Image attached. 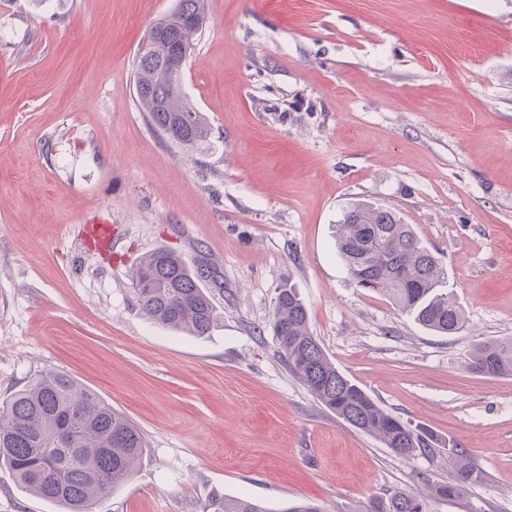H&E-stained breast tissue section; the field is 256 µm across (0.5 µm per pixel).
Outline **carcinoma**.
<instances>
[{"mask_svg":"<svg viewBox=\"0 0 512 512\" xmlns=\"http://www.w3.org/2000/svg\"><path fill=\"white\" fill-rule=\"evenodd\" d=\"M206 21L205 0H177L174 10L156 22L153 48L136 54L135 85L140 111L156 130L187 150L205 142L209 126L188 101L182 73L171 62L181 50L195 48ZM341 260L356 285L387 294L423 327L442 334L459 331L463 316L454 296L443 291L448 278L439 260L393 210L370 202L351 205L336 232ZM203 266L190 267L161 247L146 255L131 275L136 306L147 318L190 336H205L217 314ZM272 332L289 371L328 410L354 428L378 438L401 458L423 455L446 445L432 431L413 426L380 407L348 379L309 330L308 311L291 286L277 288ZM467 369L477 375L512 376V338L477 344ZM74 412L73 441L60 448L55 439L67 414ZM146 439L126 416L63 372L32 378L0 404V466L30 494L53 502L63 512H92L132 476ZM455 462L452 481L436 487L442 497L457 496L476 482L475 463L448 447ZM211 512H270L246 496H224ZM365 512H425L422 500L403 492L373 499Z\"/></svg>","mask_w":512,"mask_h":512,"instance_id":"cac0c4a2","label":"carcinoma"}]
</instances>
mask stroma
Here are the masks:
<instances>
[{
  "label": "stroma",
  "mask_w": 512,
  "mask_h": 512,
  "mask_svg": "<svg viewBox=\"0 0 512 512\" xmlns=\"http://www.w3.org/2000/svg\"><path fill=\"white\" fill-rule=\"evenodd\" d=\"M177 0H0V400L68 373L143 432L92 512H206L246 495L360 512H512V377L467 370L512 337V0H207L183 72L210 136L154 130L139 41ZM356 201L411 224L448 272L461 330H426L356 286L336 224ZM112 229L101 247L92 222ZM160 247L209 266L208 335L143 316L131 267ZM294 285L329 358L378 404L453 440L411 460L324 408L272 336ZM0 512H60L0 469ZM448 458L455 462V477L451 482L440 484L436 487V494L442 497H453L460 495L465 489L476 482L480 473L475 463L470 462L460 455L457 445L448 443ZM365 512H425L422 500L403 492H395L385 499H373L364 507Z\"/></svg>",
  "instance_id": "stroma-1"
}]
</instances>
